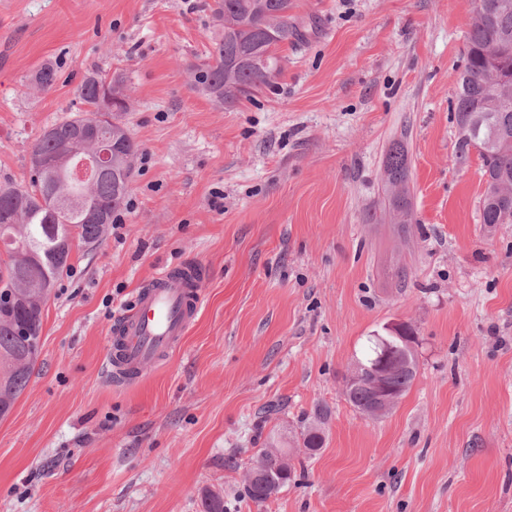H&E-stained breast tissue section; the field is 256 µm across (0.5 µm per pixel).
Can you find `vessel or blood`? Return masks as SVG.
I'll use <instances>...</instances> for the list:
<instances>
[{"label": "vessel or blood", "mask_w": 512, "mask_h": 512, "mask_svg": "<svg viewBox=\"0 0 512 512\" xmlns=\"http://www.w3.org/2000/svg\"><path fill=\"white\" fill-rule=\"evenodd\" d=\"M202 268L183 263L158 273L117 322L104 357L107 371L133 382L180 348L200 310Z\"/></svg>", "instance_id": "1"}]
</instances>
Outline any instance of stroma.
Masks as SVG:
<instances>
[{
    "label": "stroma",
    "mask_w": 512,
    "mask_h": 512,
    "mask_svg": "<svg viewBox=\"0 0 512 512\" xmlns=\"http://www.w3.org/2000/svg\"><path fill=\"white\" fill-rule=\"evenodd\" d=\"M295 2L275 84L222 108L187 84L213 0H0V183L85 111L93 70L124 78L139 146L120 235L73 252L0 420V512H200L207 490L224 512H512V224L480 221L478 154L455 162L472 0ZM44 65L53 86L29 90ZM396 142L414 220L367 223ZM190 261L205 281L183 346L114 384V324ZM393 320L417 374L371 419L345 385ZM272 440L294 477L258 506L246 474Z\"/></svg>",
    "instance_id": "1"
}]
</instances>
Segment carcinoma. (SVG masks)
<instances>
[{
  "mask_svg": "<svg viewBox=\"0 0 512 512\" xmlns=\"http://www.w3.org/2000/svg\"><path fill=\"white\" fill-rule=\"evenodd\" d=\"M498 0H473V18L465 39V68L460 74L454 103L459 129L456 162L464 164L471 149L478 150L485 184L480 199L481 223L512 224L494 191V181L512 191V0L508 8H498ZM294 0H215L212 7L215 32L211 46L198 63L189 68L190 88L208 96L216 105H233L272 85L280 75L282 47L300 39L301 33L290 11ZM55 73L48 67L31 77L35 91L49 89ZM123 81L96 72L87 74L77 88L78 96L89 106L85 113L69 117L46 129L33 151L48 157L69 149L73 128L85 122L97 123L99 136L110 139L118 113L132 108L129 96L113 101L112 111H101L110 92L122 90ZM492 116L500 132L496 144L487 148L472 134L470 121L483 114ZM112 140V139H110ZM121 155H136L133 138L112 140ZM132 167L92 176L82 182L81 203L67 205L64 199L72 187L58 186L38 170L31 169L27 182L0 185V226L8 225L10 241L5 244L7 259L0 265V289L12 290L14 305L0 308V418L6 417L26 388L40 352L44 307L37 285L58 281L72 268L73 249L61 244L68 234L81 245L104 240L109 225L97 213L106 209L116 214L130 191ZM387 195L384 210L394 223L410 224L413 210L409 199V160L402 144L389 148L384 164ZM29 330L24 338L15 336L14 327ZM417 374V366L401 370L392 385L405 394ZM366 385L349 390L348 401L360 412L371 405ZM321 429L311 425L303 432V445L312 454L322 447ZM255 478L246 483L245 494L255 504H264L288 485L293 469L281 453L262 448L251 467Z\"/></svg>",
  "mask_w": 512,
  "mask_h": 512,
  "instance_id": "obj_1",
  "label": "carcinoma"
}]
</instances>
